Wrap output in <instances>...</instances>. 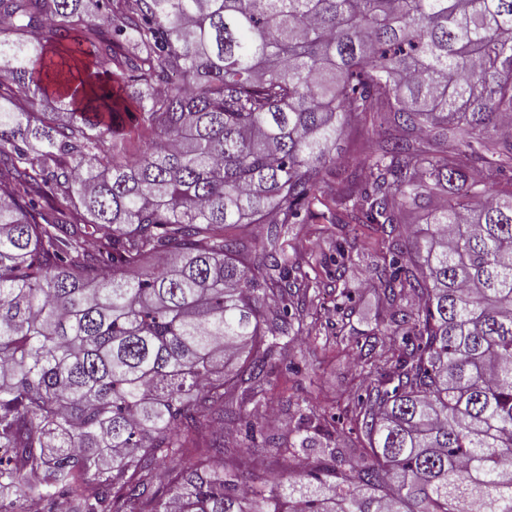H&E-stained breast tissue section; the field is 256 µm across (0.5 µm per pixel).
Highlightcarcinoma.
I'll list each match as a JSON object with an SVG mask.
<instances>
[{
	"label": "carcinoma",
	"mask_w": 512,
	"mask_h": 512,
	"mask_svg": "<svg viewBox=\"0 0 512 512\" xmlns=\"http://www.w3.org/2000/svg\"><path fill=\"white\" fill-rule=\"evenodd\" d=\"M84 2L0 0V512H512V0ZM317 218L381 232L331 262L392 255L393 331L356 354L362 446L298 400L318 455L272 469L224 418L321 291L235 230ZM381 129L371 126H361L350 137L341 143V149H338V159L336 165L331 166V173L326 177L325 190L328 194L336 192V173L341 178L346 177L351 172H355L358 180H363L360 168L355 166V155L353 149L357 144H372L381 138Z\"/></svg>",
	"instance_id": "obj_1"
}]
</instances>
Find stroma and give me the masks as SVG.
Listing matches in <instances>:
<instances>
[{
  "mask_svg": "<svg viewBox=\"0 0 512 512\" xmlns=\"http://www.w3.org/2000/svg\"><path fill=\"white\" fill-rule=\"evenodd\" d=\"M379 138V128L363 126L342 142L338 159L326 178L327 193H335L337 177L355 171V146L371 144ZM281 236L288 242L289 265L306 270L316 261L334 256L337 240L352 238L353 231L348 224H285ZM382 261V254L377 253L348 265L341 275L332 264L321 270L319 281L325 304L313 315L316 334L294 342L287 359L273 367L264 385L261 409H254L249 403L240 408L239 420L224 435L227 447L254 449L271 465H280L289 456L288 429L296 423L293 403L299 398L310 400L322 423L334 429L339 446L357 442V435L337 427L334 418L352 404L359 391L360 369L354 357L357 343L382 333L388 326L370 286L372 267ZM340 277L353 298L342 313L335 309V286ZM339 340L345 345L341 352L335 349ZM272 433L279 436L274 449L266 443Z\"/></svg>",
  "mask_w": 512,
  "mask_h": 512,
  "instance_id": "1",
  "label": "stroma"
}]
</instances>
